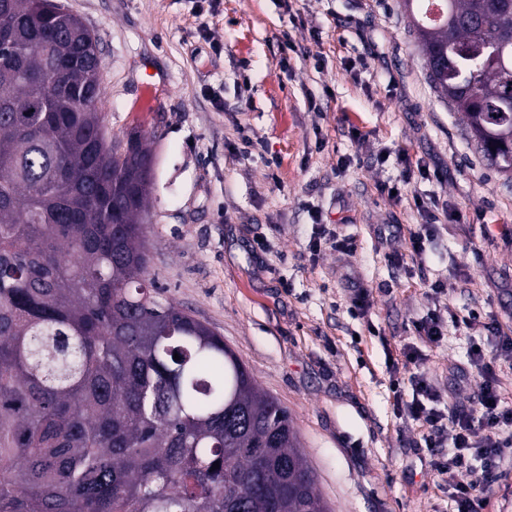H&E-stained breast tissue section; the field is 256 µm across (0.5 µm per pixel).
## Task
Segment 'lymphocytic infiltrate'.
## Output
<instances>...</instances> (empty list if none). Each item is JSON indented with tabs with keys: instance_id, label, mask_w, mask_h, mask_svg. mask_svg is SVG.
<instances>
[{
	"instance_id": "obj_1",
	"label": "lymphocytic infiltrate",
	"mask_w": 512,
	"mask_h": 512,
	"mask_svg": "<svg viewBox=\"0 0 512 512\" xmlns=\"http://www.w3.org/2000/svg\"><path fill=\"white\" fill-rule=\"evenodd\" d=\"M482 382L474 395L472 410L444 415L435 409L439 397L424 373L410 377V398H397L394 409L399 416L421 423L423 441L428 449L452 443L447 460H435V469L448 477V492L456 512H479L481 493L508 451L512 450V408L503 406L493 368L483 351L470 354ZM482 433H475V425Z\"/></svg>"
}]
</instances>
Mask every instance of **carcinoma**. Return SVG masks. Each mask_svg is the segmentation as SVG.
Instances as JSON below:
<instances>
[{
	"label": "carcinoma",
	"mask_w": 512,
	"mask_h": 512,
	"mask_svg": "<svg viewBox=\"0 0 512 512\" xmlns=\"http://www.w3.org/2000/svg\"><path fill=\"white\" fill-rule=\"evenodd\" d=\"M424 3L404 0L431 86L512 175V141L487 135L512 130V53L474 60L512 40V0H441L436 22ZM47 12L55 85L37 81ZM99 68L54 0H0V512H329L288 410L155 299L151 181L130 162L152 156L107 137Z\"/></svg>",
	"instance_id": "cac0c4a2"
}]
</instances>
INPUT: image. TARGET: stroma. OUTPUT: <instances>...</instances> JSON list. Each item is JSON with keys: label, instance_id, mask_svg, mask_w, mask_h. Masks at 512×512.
<instances>
[{"label": "stroma", "instance_id": "1", "mask_svg": "<svg viewBox=\"0 0 512 512\" xmlns=\"http://www.w3.org/2000/svg\"><path fill=\"white\" fill-rule=\"evenodd\" d=\"M59 2L98 40L108 136L139 132L153 157L156 299L220 335L288 409L332 512H454L394 384L422 371L438 409H470L479 344L512 407V354L486 330L512 335V179L431 88L402 0ZM245 137L258 150L241 152ZM418 197L438 206L414 257ZM343 238L353 253L333 248ZM354 288L368 313L351 312ZM437 307L448 331L431 345L411 322Z\"/></svg>", "mask_w": 512, "mask_h": 512}]
</instances>
